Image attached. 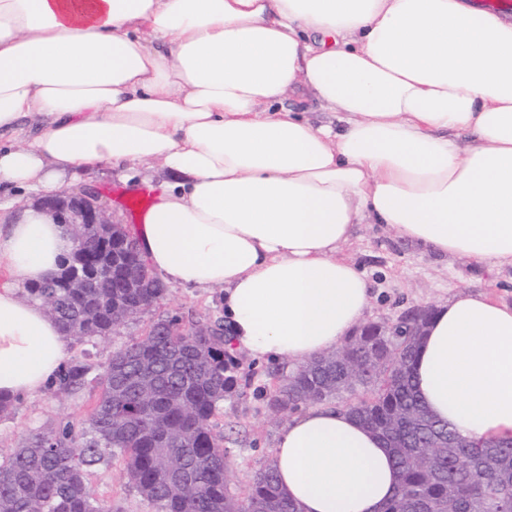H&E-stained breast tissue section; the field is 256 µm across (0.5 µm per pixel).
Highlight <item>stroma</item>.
<instances>
[{"label":"stroma","instance_id":"stroma-1","mask_svg":"<svg viewBox=\"0 0 512 512\" xmlns=\"http://www.w3.org/2000/svg\"><path fill=\"white\" fill-rule=\"evenodd\" d=\"M123 175V169L102 164L81 171L77 182L105 188L114 214L135 230L143 214L129 210L130 193ZM341 255L357 264L371 284L372 298L365 315L369 321H392L414 306L442 305L461 289L478 290L494 300L512 304L511 266L490 269L462 256H439L379 224L357 225ZM175 314L187 322L218 319L222 314L221 294L216 289L172 284L160 305L130 320L112 335L69 343L71 361L82 362L89 369L86 387L75 394L49 388L36 398H17L13 413L0 418V457L20 446L32 430H54L78 420L98 397L99 377L113 352L140 338L153 321ZM268 369L267 363L251 361L236 395L221 402L215 418V430L223 436L234 465L231 490L240 496L255 473L272 459L281 429L267 414ZM91 488L97 505L108 512H156L155 506L128 483L121 461L112 459L97 466L91 476Z\"/></svg>","mask_w":512,"mask_h":512}]
</instances>
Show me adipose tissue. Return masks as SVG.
Here are the masks:
<instances>
[{
  "instance_id": "obj_1",
  "label": "adipose tissue",
  "mask_w": 512,
  "mask_h": 512,
  "mask_svg": "<svg viewBox=\"0 0 512 512\" xmlns=\"http://www.w3.org/2000/svg\"><path fill=\"white\" fill-rule=\"evenodd\" d=\"M304 96L329 125L282 108ZM0 184L51 195L100 163L158 162L139 228L171 284L218 288L232 346L300 365L371 300L339 252L383 224L440 255L512 266V21L471 0H0ZM66 228L26 206L0 230V393L37 397L68 352L19 291L57 271ZM426 409L471 440L512 439V305L461 291L413 368ZM299 512H381L388 448L312 404L281 428Z\"/></svg>"
}]
</instances>
